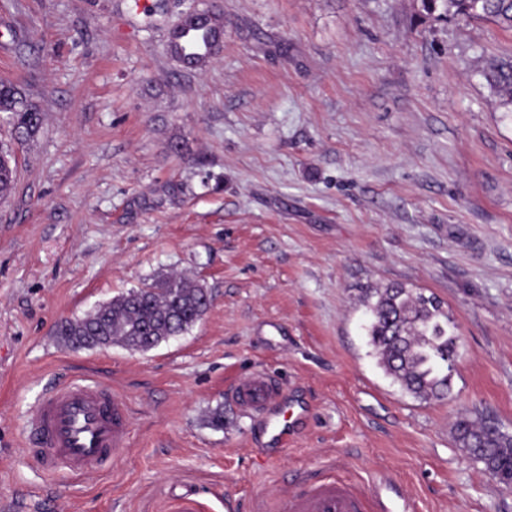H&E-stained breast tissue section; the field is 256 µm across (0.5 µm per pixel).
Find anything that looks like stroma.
I'll return each instance as SVG.
<instances>
[{
  "label": "stroma",
  "instance_id": "obj_1",
  "mask_svg": "<svg viewBox=\"0 0 512 512\" xmlns=\"http://www.w3.org/2000/svg\"><path fill=\"white\" fill-rule=\"evenodd\" d=\"M224 16L199 70L181 12ZM512 31L420 0H0V79L44 121L0 204V512H286L328 476L401 512H512L456 438L512 434V106L489 88ZM179 272L203 320L147 352L67 347L57 323ZM435 296L457 325L450 390L379 365L373 289ZM277 375L308 413L286 448L233 384ZM77 375L130 412L129 445L46 471L24 422Z\"/></svg>",
  "mask_w": 512,
  "mask_h": 512
}]
</instances>
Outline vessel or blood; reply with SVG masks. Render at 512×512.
I'll return each instance as SVG.
<instances>
[{
	"label": "vessel or blood",
	"instance_id": "b4317fda",
	"mask_svg": "<svg viewBox=\"0 0 512 512\" xmlns=\"http://www.w3.org/2000/svg\"><path fill=\"white\" fill-rule=\"evenodd\" d=\"M233 394L264 419L270 444H288V392L255 372L237 380ZM129 419L122 400L96 381L73 380L44 396L27 429L40 444L46 465L81 473L118 458L126 446ZM288 512H393L382 495L367 498L352 484L320 479L288 501Z\"/></svg>",
	"mask_w": 512,
	"mask_h": 512
}]
</instances>
